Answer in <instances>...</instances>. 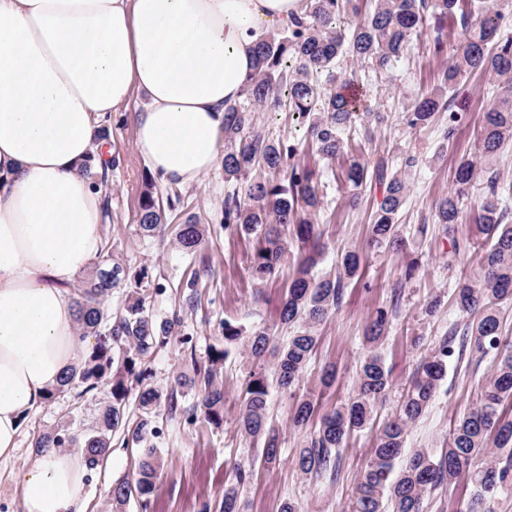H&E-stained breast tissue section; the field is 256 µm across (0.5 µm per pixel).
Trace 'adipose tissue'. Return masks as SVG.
I'll use <instances>...</instances> for the list:
<instances>
[{
    "label": "adipose tissue",
    "instance_id": "adipose-tissue-1",
    "mask_svg": "<svg viewBox=\"0 0 512 512\" xmlns=\"http://www.w3.org/2000/svg\"><path fill=\"white\" fill-rule=\"evenodd\" d=\"M302 0H0V460L78 359L72 279L102 246L100 193L79 168L135 94L136 147L168 183L218 162L267 26ZM81 450L37 456L22 512H84Z\"/></svg>",
    "mask_w": 512,
    "mask_h": 512
}]
</instances>
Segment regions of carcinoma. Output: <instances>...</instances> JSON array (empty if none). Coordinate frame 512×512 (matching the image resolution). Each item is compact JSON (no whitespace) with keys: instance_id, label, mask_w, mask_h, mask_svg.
<instances>
[{"instance_id":"cac0c4a2","label":"carcinoma","mask_w":512,"mask_h":512,"mask_svg":"<svg viewBox=\"0 0 512 512\" xmlns=\"http://www.w3.org/2000/svg\"><path fill=\"white\" fill-rule=\"evenodd\" d=\"M445 16L459 24V45L443 73L442 85L416 101L404 119L416 128L431 122L437 113L449 111L446 92L457 90L468 75H490L499 81L500 93L483 113L478 154L459 162L448 195L434 206L453 256L468 252L471 238L483 239L478 251L480 271L456 283L453 301L467 318L460 348L469 346L482 356L493 354L495 368L482 384L475 407L455 423L448 447L440 455L408 449V428L434 400L455 349L448 339L439 341L419 364L402 395L399 411L378 426V407L388 394L389 374L374 348L388 333L392 315L387 309L377 310L365 335L371 351L359 365L355 394L306 434L296 456L297 467L304 474L333 476L336 449L351 434L377 428L376 448L357 478L349 512H424L431 494L449 489L463 473L475 489L471 512H490L483 508L485 501L503 486L512 470V419L502 412L504 403L512 400V336L502 334L500 322V306L512 301V224L506 221L507 210L502 206L493 166L502 147L512 143V37L501 34L505 14L487 0H305L303 12L291 26L256 43L242 101L224 109V175L242 185V190L229 191L224 197V228L252 240L250 272L260 283L277 277L283 262L295 258L280 316V329L293 334L277 347L266 328L247 333L224 321V346H212L208 365L184 381L195 389L196 396L187 421L200 420L214 427L224 424V387L216 383V377L228 355L227 346L242 344L254 368L245 379L238 429L258 446L261 462L271 464L280 458L282 441L270 416V377H275L276 385L285 392L300 380L317 346L315 326L341 307L345 285L359 272L364 255L346 250L340 254L336 273L314 274L315 247L322 235L316 217L323 204L317 174L295 162L299 145L263 135L256 113L286 106L308 118L309 148L323 160L348 158L344 178L353 190L349 203H358L357 190L369 180L385 186L384 196L370 216L371 243L403 246L398 215L409 182L389 175L387 159L374 160L349 142L346 130L352 122L360 119L369 124L380 115L361 111V103L346 94L347 80L338 64L347 58L389 78L429 20ZM114 165L116 162H108L99 172L89 161L81 172L100 191ZM477 183L483 188L476 203L475 224L471 234L463 237L458 230L463 203ZM137 221V231L144 237L167 223L166 210L149 179L140 195ZM173 232L175 244L188 255L197 251L203 239L201 225L191 218L174 225ZM151 286L148 269L130 272L112 258L107 238H102L101 251L74 294L78 338L82 342L92 338L94 343L49 391L46 401L73 389L81 398L101 386L108 388L110 400L101 409L93 431L83 439L61 428L45 431L35 440L38 453L74 446L83 450L88 467L96 468L112 448V434L126 429V406L136 385L142 387L138 394L141 414L134 428L127 429V444L140 445L156 434L153 418L160 409L177 413L176 393L164 395L144 385L151 357L181 324L177 315L161 323L155 321L146 305ZM114 288L127 289L115 317L104 309V300ZM270 350L276 355L271 375L264 366ZM314 410L312 397L297 398L290 423L305 428ZM159 469L154 452L146 453L134 481L112 486V512H125L133 498L145 512ZM250 477L249 470H235L234 482L224 487L221 512H243L239 488Z\"/></svg>"}]
</instances>
